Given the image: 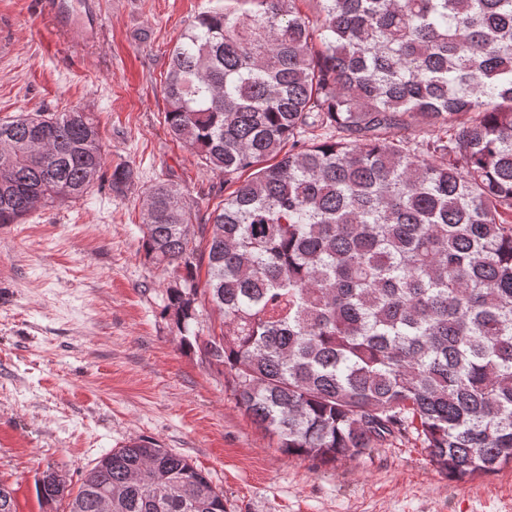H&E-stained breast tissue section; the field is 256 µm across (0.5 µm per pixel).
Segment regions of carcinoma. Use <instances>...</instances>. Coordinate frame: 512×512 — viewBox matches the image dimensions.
I'll return each mask as SVG.
<instances>
[{
  "label": "carcinoma",
  "mask_w": 512,
  "mask_h": 512,
  "mask_svg": "<svg viewBox=\"0 0 512 512\" xmlns=\"http://www.w3.org/2000/svg\"><path fill=\"white\" fill-rule=\"evenodd\" d=\"M303 2L217 0L171 51L169 133L227 193L196 226L178 182L145 192L164 313L288 456L411 437L459 481L512 468V0ZM106 157L89 113L1 118L0 225L82 199ZM109 488L112 512H224L146 439L35 491L101 512Z\"/></svg>",
  "instance_id": "cac0c4a2"
}]
</instances>
